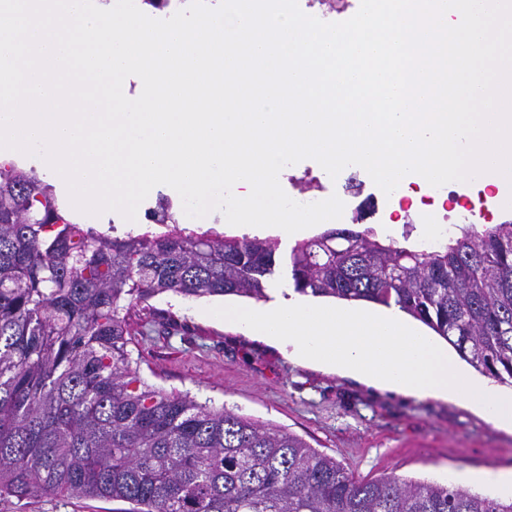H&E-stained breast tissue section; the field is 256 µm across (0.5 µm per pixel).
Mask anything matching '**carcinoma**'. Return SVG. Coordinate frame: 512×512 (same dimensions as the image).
I'll return each mask as SVG.
<instances>
[{
	"instance_id": "1",
	"label": "carcinoma",
	"mask_w": 512,
	"mask_h": 512,
	"mask_svg": "<svg viewBox=\"0 0 512 512\" xmlns=\"http://www.w3.org/2000/svg\"><path fill=\"white\" fill-rule=\"evenodd\" d=\"M176 224L158 193L145 213ZM277 240L84 228L35 170L0 161V495L76 494L124 512H512L489 496L355 481L301 437L147 383L133 315L163 293L267 299ZM295 291L398 306L512 385V222L427 250L331 229L289 255Z\"/></svg>"
}]
</instances>
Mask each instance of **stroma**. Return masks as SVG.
I'll list each match as a JSON object with an SVG mask.
<instances>
[{
	"instance_id": "35a3bbf8",
	"label": "stroma",
	"mask_w": 512,
	"mask_h": 512,
	"mask_svg": "<svg viewBox=\"0 0 512 512\" xmlns=\"http://www.w3.org/2000/svg\"><path fill=\"white\" fill-rule=\"evenodd\" d=\"M284 192L317 193L321 186L347 200L338 225L374 227L373 185L361 167L329 180L314 160L288 170ZM245 297L151 299L178 327L154 323L130 348L142 377L168 391L225 405L238 415L294 433L336 459L359 480L395 476L452 485L458 472L512 470V431L461 400L405 396L317 365L301 363L206 309L248 305ZM121 502L78 495L0 497V512H120Z\"/></svg>"
}]
</instances>
